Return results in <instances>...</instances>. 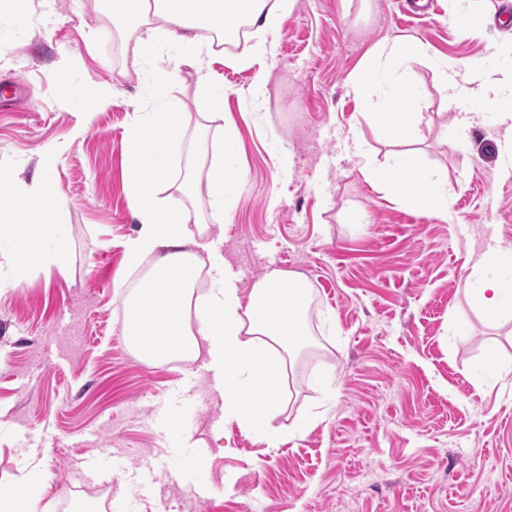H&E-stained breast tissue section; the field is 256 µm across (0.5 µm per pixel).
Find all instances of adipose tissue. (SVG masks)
<instances>
[{"label":"adipose tissue","mask_w":512,"mask_h":512,"mask_svg":"<svg viewBox=\"0 0 512 512\" xmlns=\"http://www.w3.org/2000/svg\"><path fill=\"white\" fill-rule=\"evenodd\" d=\"M112 16L133 20L141 56L154 54L158 33L187 43L195 56L210 53L208 33L225 42L238 39L240 25L254 27L257 40L250 62L273 55L270 35L291 0H107ZM413 51L394 41L373 51L350 82L354 95L367 98L384 78V67ZM441 77L453 91L452 104L461 128L492 118L501 165L512 175V41L493 46L466 68L452 61L439 64ZM415 86L403 83L384 102L378 122L382 138L410 136L419 118ZM185 136L182 114L164 106L134 113L125 149V191L140 224L124 244L126 262L138 266L153 258L152 271L124 299V335L136 357L147 364L179 360L191 362L206 355L215 386L224 404V417L255 431L270 427L284 413L282 381L297 354L310 341L303 304L308 289L303 281L286 280L272 272L256 282L249 296H241L239 279L211 238L208 225L191 219L188 199L207 194L223 203L234 181L232 169L211 160L204 176L187 170L172 180L165 155L168 145ZM406 198L422 197L432 208L448 207V189L416 156L400 159ZM65 198L51 184L17 190L8 206H0V243L7 244L16 263L14 280L26 279L34 266L65 267L69 243L62 231ZM206 273L211 292L194 295L199 273ZM473 307L489 318H501L512 304V251L492 248L474 263L468 277ZM39 470L21 479L0 483V512H47Z\"/></svg>","instance_id":"obj_1"}]
</instances>
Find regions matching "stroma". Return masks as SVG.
<instances>
[{"label": "stroma", "mask_w": 512, "mask_h": 512, "mask_svg": "<svg viewBox=\"0 0 512 512\" xmlns=\"http://www.w3.org/2000/svg\"><path fill=\"white\" fill-rule=\"evenodd\" d=\"M432 2L408 16L404 0H295L260 69V104L256 67L199 63L174 41L137 57L105 0H15L0 12V84L22 85L0 108V182L57 187L70 244L65 267L38 266L0 295V482L39 466L51 512L77 500L90 512H512V391L498 378L512 366V318L489 322L465 292L481 252L512 249V177L494 125L456 124L437 67L512 41V25L498 0ZM471 13L486 19L479 32L467 30ZM395 39L416 52L357 99L352 75ZM63 75L105 90L107 104L61 100ZM405 82L421 120L414 139L387 141L377 113ZM165 104L186 125L172 175L198 144L220 142L222 125L238 132L223 207L204 195L187 207L242 295L274 270L308 288L312 337L284 380L286 411L263 432L223 421L202 361L144 364L123 334V298L151 267L124 258L139 228L124 191L129 119ZM358 142L385 170L415 150L445 182L447 212L367 177Z\"/></svg>", "instance_id": "stroma-1"}]
</instances>
